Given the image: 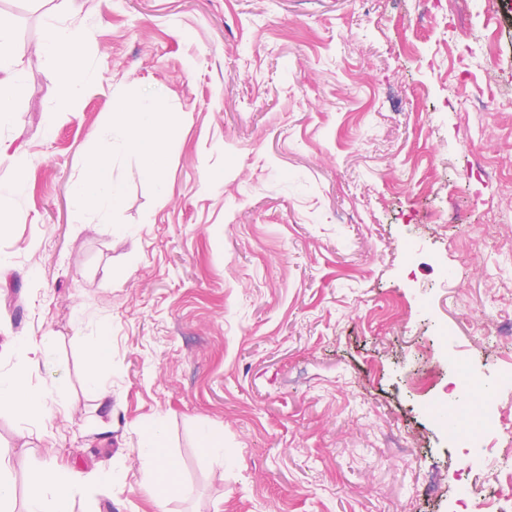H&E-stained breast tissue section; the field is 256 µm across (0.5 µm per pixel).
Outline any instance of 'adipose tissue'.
<instances>
[{
  "label": "adipose tissue",
  "instance_id": "1",
  "mask_svg": "<svg viewBox=\"0 0 512 512\" xmlns=\"http://www.w3.org/2000/svg\"><path fill=\"white\" fill-rule=\"evenodd\" d=\"M15 20L0 12V126L9 122L13 110L11 92L23 82V72L13 58ZM83 33L62 25H48L42 35L40 49L50 60V77L59 83L72 104H79L91 80V74L77 64ZM177 131L169 113L142 95L125 108L114 112L111 122L95 132L96 147L76 179L73 191L79 202L76 221L80 224L97 220L106 226L111 214L124 201L125 188L113 175V142H120L124 152L138 158L159 192H166L162 176L166 166L165 146L175 139ZM160 432L152 431L141 439V465L147 483L162 494L179 490L178 466L162 452ZM83 471L56 465L43 466L28 491L25 512H69L74 488L84 484Z\"/></svg>",
  "mask_w": 512,
  "mask_h": 512
}]
</instances>
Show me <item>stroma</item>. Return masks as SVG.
Wrapping results in <instances>:
<instances>
[{"label":"stroma","mask_w":512,"mask_h":512,"mask_svg":"<svg viewBox=\"0 0 512 512\" xmlns=\"http://www.w3.org/2000/svg\"><path fill=\"white\" fill-rule=\"evenodd\" d=\"M75 4L0 0L25 73L0 147L27 159L0 344L54 346L49 367L0 355L39 400L0 406L17 494L56 458L89 476L72 512H159L157 427L168 512H472L460 487L512 489V0ZM55 17L93 33L76 107L38 51ZM143 90L178 131L167 194L119 152L122 207L75 223L94 133ZM480 392L490 468L467 454ZM110 353V345L106 329L102 328L97 338L87 345V356L90 371L87 373L86 382L90 390L100 398L107 399L109 391L100 383L96 369L107 359ZM141 465L146 476V482L157 493V505L161 512H166L163 493L167 490L178 491V466L175 460L163 454L160 448H165L159 431H151L141 439Z\"/></svg>","instance_id":"1"}]
</instances>
